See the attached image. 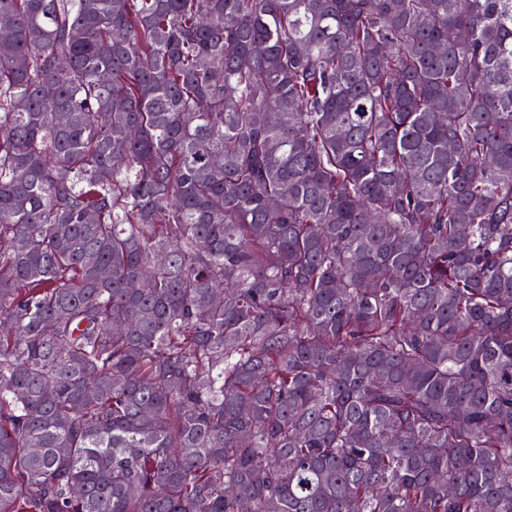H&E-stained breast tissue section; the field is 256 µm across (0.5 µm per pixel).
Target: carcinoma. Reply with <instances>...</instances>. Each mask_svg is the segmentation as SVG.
I'll return each instance as SVG.
<instances>
[{"mask_svg":"<svg viewBox=\"0 0 512 512\" xmlns=\"http://www.w3.org/2000/svg\"><path fill=\"white\" fill-rule=\"evenodd\" d=\"M3 17L0 512H512V0Z\"/></svg>","mask_w":512,"mask_h":512,"instance_id":"obj_1","label":"carcinoma"}]
</instances>
